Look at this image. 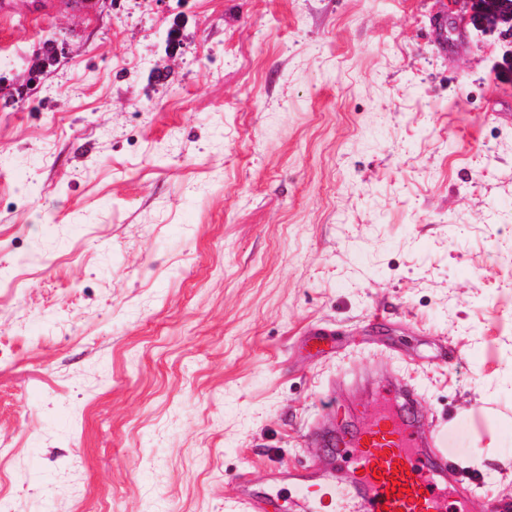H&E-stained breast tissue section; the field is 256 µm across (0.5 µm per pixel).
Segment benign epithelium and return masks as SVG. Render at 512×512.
I'll use <instances>...</instances> for the list:
<instances>
[{"instance_id":"7a95c632","label":"benign epithelium","mask_w":512,"mask_h":512,"mask_svg":"<svg viewBox=\"0 0 512 512\" xmlns=\"http://www.w3.org/2000/svg\"><path fill=\"white\" fill-rule=\"evenodd\" d=\"M448 29L498 35L501 54L495 69L502 76L512 74V4L506 0H448Z\"/></svg>"}]
</instances>
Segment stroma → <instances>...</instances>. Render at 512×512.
Wrapping results in <instances>:
<instances>
[{"label":"stroma","mask_w":512,"mask_h":512,"mask_svg":"<svg viewBox=\"0 0 512 512\" xmlns=\"http://www.w3.org/2000/svg\"><path fill=\"white\" fill-rule=\"evenodd\" d=\"M438 0H9L0 495L305 512L379 385L512 512V79ZM174 34V52L164 39ZM331 339L316 349V329Z\"/></svg>","instance_id":"obj_1"}]
</instances>
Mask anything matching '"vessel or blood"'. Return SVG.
Here are the masks:
<instances>
[{"label": "vessel or blood", "mask_w": 512, "mask_h": 512, "mask_svg": "<svg viewBox=\"0 0 512 512\" xmlns=\"http://www.w3.org/2000/svg\"><path fill=\"white\" fill-rule=\"evenodd\" d=\"M411 399L397 403L396 415H381L347 439L332 440L331 455L349 459L354 474L349 486L322 483L340 512H467L450 497L447 439L422 433ZM402 494H394V486Z\"/></svg>", "instance_id": "1"}]
</instances>
